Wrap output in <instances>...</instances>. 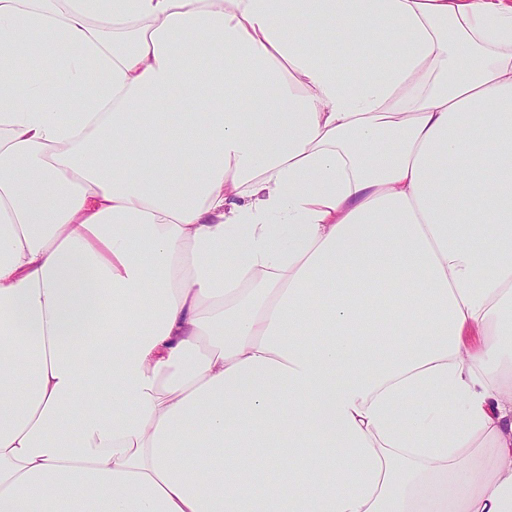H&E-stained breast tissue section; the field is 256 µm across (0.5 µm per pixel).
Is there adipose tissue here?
I'll return each instance as SVG.
<instances>
[{
    "label": "adipose tissue",
    "mask_w": 512,
    "mask_h": 512,
    "mask_svg": "<svg viewBox=\"0 0 512 512\" xmlns=\"http://www.w3.org/2000/svg\"><path fill=\"white\" fill-rule=\"evenodd\" d=\"M0 512H512V0H0Z\"/></svg>",
    "instance_id": "1"
}]
</instances>
